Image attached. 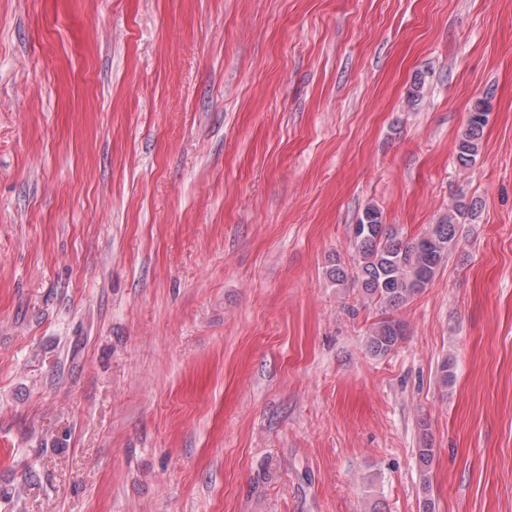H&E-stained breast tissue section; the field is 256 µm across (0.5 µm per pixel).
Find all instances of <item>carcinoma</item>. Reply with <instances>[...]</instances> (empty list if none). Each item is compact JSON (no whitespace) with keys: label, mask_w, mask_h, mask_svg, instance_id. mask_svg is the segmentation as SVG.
<instances>
[{"label":"carcinoma","mask_w":512,"mask_h":512,"mask_svg":"<svg viewBox=\"0 0 512 512\" xmlns=\"http://www.w3.org/2000/svg\"><path fill=\"white\" fill-rule=\"evenodd\" d=\"M489 109L485 98L476 100L470 108L466 128L456 144V161L462 168L475 164L482 152ZM477 215L478 202L460 198L428 231L407 240L392 225L384 223L376 206L368 205L354 224V267L350 269L338 260L329 268V278L338 285L351 282L363 298L386 310L398 309L433 281L458 244V225L476 220ZM403 336L402 322L385 317L369 328L367 350L375 357L386 356ZM417 457L426 487L434 449L425 438Z\"/></svg>","instance_id":"1"}]
</instances>
